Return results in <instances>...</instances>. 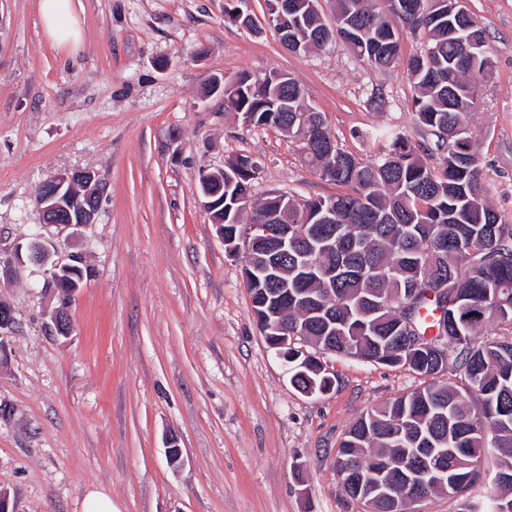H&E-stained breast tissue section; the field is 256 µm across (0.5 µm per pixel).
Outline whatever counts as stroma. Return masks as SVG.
Masks as SVG:
<instances>
[{
  "label": "stroma",
  "instance_id": "1",
  "mask_svg": "<svg viewBox=\"0 0 512 512\" xmlns=\"http://www.w3.org/2000/svg\"><path fill=\"white\" fill-rule=\"evenodd\" d=\"M39 0H0V258L32 234L59 264L79 263L68 298L28 268L0 279L14 323L0 363V489L15 512H83L108 494L116 512H362L338 487L340 439L361 414L422 386L404 367L327 353L336 377L320 398L298 392L255 321L242 280L198 196L201 168L251 157V194H335L298 143L243 124L214 80L291 74L360 158L393 127L433 144L413 116L404 60L377 70L342 41L290 52L246 0H75L77 46L44 36ZM495 70L472 117L485 196L512 218V0H468ZM76 168L106 185L94 223H41L38 188ZM64 308L73 332L57 335ZM180 465L165 454L169 436Z\"/></svg>",
  "mask_w": 512,
  "mask_h": 512
}]
</instances>
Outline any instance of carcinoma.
Segmentation results:
<instances>
[{"instance_id": "obj_1", "label": "carcinoma", "mask_w": 512, "mask_h": 512, "mask_svg": "<svg viewBox=\"0 0 512 512\" xmlns=\"http://www.w3.org/2000/svg\"><path fill=\"white\" fill-rule=\"evenodd\" d=\"M377 11L370 0H330L334 26L318 23V0H291L282 22L270 24L285 47L307 51L341 39L354 56L378 69L403 56L395 27L404 26L423 40L422 51L407 58L415 95L416 122L435 137L438 165L428 162L430 148L391 129L364 133L374 143L389 141V152L371 161L336 147V173L327 174L324 146L331 137L323 113L309 110L295 78L272 70L255 79L248 72L224 79V108L253 126H270L300 142L307 167L319 179L345 189L325 197L295 199L273 195L259 203L246 199L259 168L249 156L224 163V216L212 221L240 237L242 217L251 223L293 224L296 243L282 258L280 277L288 279L314 239L336 236V248L323 247L310 257L330 275L303 285V306L279 297L262 281L264 307L253 306L271 325H282L319 350L376 364L402 366L424 379V386L362 414L345 432L336 452L337 482L365 512H397L393 501L376 500L360 485L363 472L385 464L401 442L412 448H458L448 460L455 480L448 493L461 496L484 476L481 457L496 449L503 479L485 499L464 503L461 512H512V339L476 341L499 323H512V224L486 200L475 149L471 117L464 106L482 75L495 68L486 46L464 56L448 29H468L477 41L486 30L472 16L451 11L453 0H386ZM328 212L330 224L316 223ZM417 289L412 308L399 306L407 289ZM485 310L469 318L468 304ZM414 335L443 336L429 352L397 343L404 324ZM288 361L291 382L302 392L314 383L331 384L315 356ZM461 372V384L442 381L441 358Z\"/></svg>"}]
</instances>
